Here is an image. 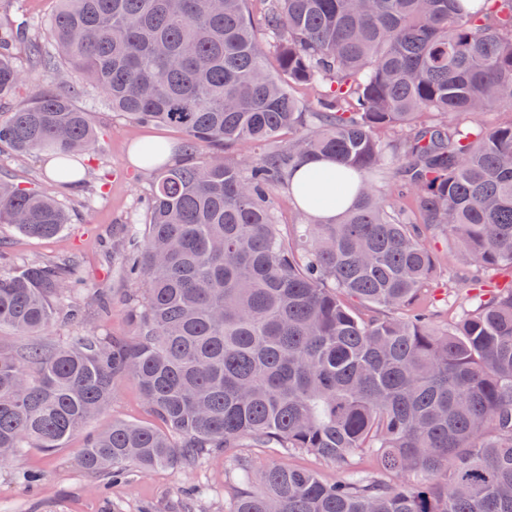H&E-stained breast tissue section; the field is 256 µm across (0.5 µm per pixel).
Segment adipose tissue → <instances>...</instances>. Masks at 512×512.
I'll return each mask as SVG.
<instances>
[{"mask_svg":"<svg viewBox=\"0 0 512 512\" xmlns=\"http://www.w3.org/2000/svg\"><path fill=\"white\" fill-rule=\"evenodd\" d=\"M340 166L327 158L303 161L292 172L291 193L302 192L313 199L310 214L319 222L328 224L344 210L345 203L338 178Z\"/></svg>","mask_w":512,"mask_h":512,"instance_id":"obj_1","label":"adipose tissue"}]
</instances>
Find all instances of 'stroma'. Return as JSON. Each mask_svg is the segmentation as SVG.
<instances>
[{
  "label": "stroma",
  "instance_id": "35a3bbf8",
  "mask_svg": "<svg viewBox=\"0 0 512 512\" xmlns=\"http://www.w3.org/2000/svg\"><path fill=\"white\" fill-rule=\"evenodd\" d=\"M95 127L98 146L81 158L82 168L104 177L102 198L86 206L87 189L52 181L46 158L36 155L15 159L0 154V175L37 190H46L68 210L71 222L49 239L31 238L10 224H0V267H19L31 262H60L76 259L85 283L82 298L83 320L61 322L46 335L49 343L78 336L105 340L131 339L130 307L127 298L138 290L123 271V254L136 243L122 237L128 224H145L142 204L150 192V178L132 165L129 153L144 140H161L182 146L184 137L176 129L161 125L137 124L100 106ZM430 245L438 257V269L430 287L445 318L455 319L469 304L470 292L459 281L461 271L450 241L438 237ZM111 303L110 314H102L99 296ZM143 425L156 419L136 382L119 374L112 380V400L103 413L63 448L48 453L30 448L10 465L0 467V512H224V473L234 469L239 459H247L252 470L271 463L312 471L324 480L345 479L350 472L372 466L369 454L360 453L350 463H333L305 452L284 453L279 448H259L250 444L216 452L194 466L145 472L127 466L122 479L83 469L75 450L90 435L112 421ZM41 475L39 482H25L26 471Z\"/></svg>",
  "mask_w": 512,
  "mask_h": 512
}]
</instances>
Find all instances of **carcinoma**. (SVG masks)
<instances>
[{
    "label": "carcinoma",
    "instance_id": "1",
    "mask_svg": "<svg viewBox=\"0 0 512 512\" xmlns=\"http://www.w3.org/2000/svg\"><path fill=\"white\" fill-rule=\"evenodd\" d=\"M248 2L58 0L46 30L0 19L1 148L72 178L102 104L181 130L188 155L164 170L163 144L136 147L152 188L126 266L143 285L133 339L0 348V467L64 447L127 373L165 430L112 422L76 449L86 470L190 467L272 440L376 466L329 483L243 460L224 479L230 512H512V281L481 278L512 268V122L451 120L512 102V0H263L267 41ZM33 70L64 89L13 105ZM72 74L92 106L74 105ZM239 143L262 152L194 161ZM316 157L343 166L352 202L331 224L303 208L285 235L274 196ZM68 222L48 193L0 177L1 224L45 238ZM439 233L474 291L443 325L424 299ZM80 288L72 260L0 268V327L79 321Z\"/></svg>",
    "mask_w": 512,
    "mask_h": 512
}]
</instances>
